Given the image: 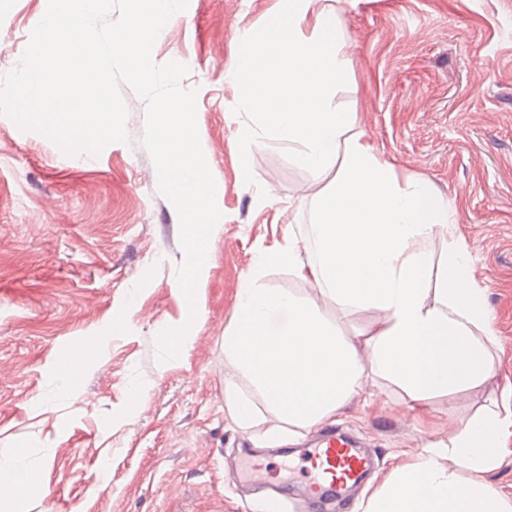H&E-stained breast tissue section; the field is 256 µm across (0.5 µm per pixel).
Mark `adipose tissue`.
<instances>
[{
    "mask_svg": "<svg viewBox=\"0 0 512 512\" xmlns=\"http://www.w3.org/2000/svg\"><path fill=\"white\" fill-rule=\"evenodd\" d=\"M315 3L283 0L263 30L245 33L236 69L254 128L300 141L301 163L333 177L308 237L289 233L264 257L315 285L317 298L260 287L263 269L255 267L224 336V402L234 420L249 428L269 418L291 437L366 401L371 381H390L413 408L479 386L495 374L498 347L483 293L468 281L466 249H452L442 282L431 279L425 243L450 234L447 201L426 182L400 185L393 165L353 133L350 114L329 106L327 92L345 78L342 47L324 20L304 35ZM254 128L241 130L243 141ZM325 304L377 311L362 345L325 320ZM282 310L288 323L274 326ZM243 379L255 397L241 392ZM511 443L512 404L475 412L447 441L427 443L397 467L356 512H512V498L481 479ZM47 492L41 470L0 460V506Z\"/></svg>",
    "mask_w": 512,
    "mask_h": 512,
    "instance_id": "obj_1",
    "label": "adipose tissue"
}]
</instances>
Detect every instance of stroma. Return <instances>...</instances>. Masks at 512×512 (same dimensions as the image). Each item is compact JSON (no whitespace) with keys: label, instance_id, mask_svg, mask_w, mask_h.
Returning <instances> with one entry per match:
<instances>
[{"label":"stroma","instance_id":"stroma-1","mask_svg":"<svg viewBox=\"0 0 512 512\" xmlns=\"http://www.w3.org/2000/svg\"><path fill=\"white\" fill-rule=\"evenodd\" d=\"M48 0H0V79L20 63ZM281 0H188L153 46L197 90L200 144L222 226L200 290L194 338L157 359L156 336L189 321L176 273V209L143 144L146 104L129 85V143L98 157L64 154L0 115V458L41 469L48 495L20 512H259L232 477L239 441L274 482L301 480L308 437L239 428L224 404V333L237 291L286 227L308 232L328 181L299 164L300 143L255 132L234 77L233 32L262 30ZM343 42L347 79L328 94L352 113L399 178L448 202L453 233L428 243L434 267L462 245L498 337L482 386L412 410L395 386L368 385L335 426L381 459L368 484L512 380V0H317Z\"/></svg>","mask_w":512,"mask_h":512}]
</instances>
